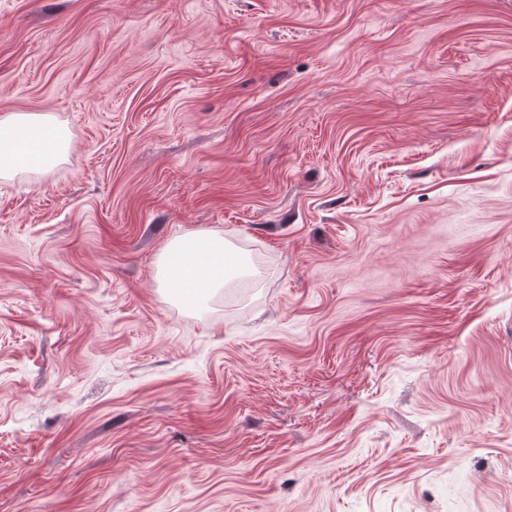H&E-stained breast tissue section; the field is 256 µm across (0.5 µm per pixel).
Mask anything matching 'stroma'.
<instances>
[{
  "label": "stroma",
  "instance_id": "obj_1",
  "mask_svg": "<svg viewBox=\"0 0 512 512\" xmlns=\"http://www.w3.org/2000/svg\"><path fill=\"white\" fill-rule=\"evenodd\" d=\"M12 113L0 512H512V0H0ZM67 129L44 114L19 113L0 119V178L45 170L68 153ZM184 266L178 268L174 259ZM253 266L224 235L199 231L169 242L159 259L158 281L176 299L194 306L226 288L240 277H250Z\"/></svg>",
  "mask_w": 512,
  "mask_h": 512
}]
</instances>
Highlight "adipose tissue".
Masks as SVG:
<instances>
[{
    "mask_svg": "<svg viewBox=\"0 0 512 512\" xmlns=\"http://www.w3.org/2000/svg\"><path fill=\"white\" fill-rule=\"evenodd\" d=\"M67 129L44 114L19 113L0 119V178L45 170L68 153ZM253 274L246 256L223 235L199 231L169 242L159 259L160 287L197 306L231 282Z\"/></svg>",
    "mask_w": 512,
    "mask_h": 512,
    "instance_id": "1",
    "label": "adipose tissue"
}]
</instances>
